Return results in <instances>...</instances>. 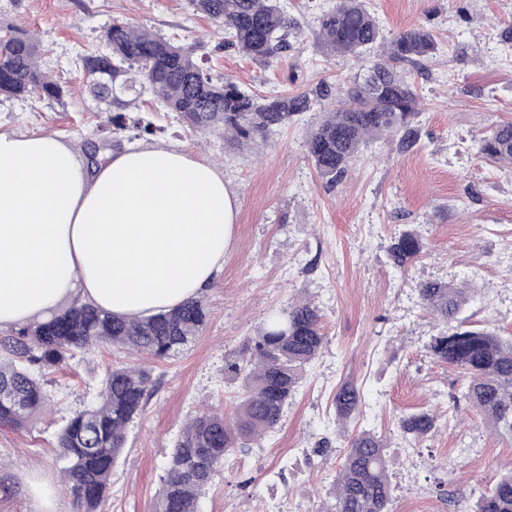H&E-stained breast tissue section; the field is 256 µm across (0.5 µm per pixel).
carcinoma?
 I'll return each instance as SVG.
<instances>
[{
    "instance_id": "cac0c4a2",
    "label": "carcinoma",
    "mask_w": 512,
    "mask_h": 512,
    "mask_svg": "<svg viewBox=\"0 0 512 512\" xmlns=\"http://www.w3.org/2000/svg\"><path fill=\"white\" fill-rule=\"evenodd\" d=\"M194 10L222 24L224 46L270 63L288 51L298 25L279 0H191ZM108 51L80 57L86 84L112 113V133L134 137L162 131L146 117L129 118L130 102L120 95L141 87L196 132L219 131L224 145L244 148L267 140L311 107L312 98L331 100L311 127L305 150L318 174L330 184L346 178L362 149L385 136L399 137L408 151L420 143L418 90L407 65L433 59L438 43L424 26L388 39L364 0H337L317 18L315 44L328 56L349 57L361 72L338 87L322 82L292 95L258 96L231 79L222 81L203 68L190 47L133 22H114L105 33ZM63 87L42 66L39 41L17 26L0 28V95L59 99ZM477 149L493 163L512 164V122L495 125ZM424 248L414 230L391 238L388 253L403 269ZM423 305L440 320L457 322L432 337L429 351L461 370L460 398L490 422L494 432L512 439V338L488 329H470L458 319L476 289L470 283L422 281ZM203 299H191L158 314L128 317L74 301L50 319L22 325L0 339V426L22 428L51 402L42 382L45 368L59 367L100 344L162 358L178 353L208 322ZM325 344L319 307L299 300L271 314L239 358L224 373L240 382L242 394L233 420L221 413H197L176 441L154 512H198L224 460L246 441L265 436L281 423L306 369ZM153 381L141 366H113L100 380L96 400L76 410L57 438L68 490L79 512H98L108 493L113 468L125 448L130 423L140 414ZM339 431L358 413L360 388L342 385L334 398ZM437 427L428 412L404 414L399 436L419 443ZM383 436L363 430L348 438L344 461L333 480L332 499L317 512H391L393 487ZM472 512H512V468Z\"/></svg>"
}]
</instances>
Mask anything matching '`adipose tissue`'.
<instances>
[{"label":"adipose tissue","instance_id":"obj_1","mask_svg":"<svg viewBox=\"0 0 512 512\" xmlns=\"http://www.w3.org/2000/svg\"><path fill=\"white\" fill-rule=\"evenodd\" d=\"M236 208L218 167L177 145L90 166L55 135L0 132V328L66 301L146 317L199 297Z\"/></svg>","mask_w":512,"mask_h":512}]
</instances>
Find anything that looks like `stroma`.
Returning <instances> with one entry per match:
<instances>
[{"instance_id":"stroma-1","label":"stroma","mask_w":512,"mask_h":512,"mask_svg":"<svg viewBox=\"0 0 512 512\" xmlns=\"http://www.w3.org/2000/svg\"><path fill=\"white\" fill-rule=\"evenodd\" d=\"M336 0H282L300 33L271 64L222 44L223 31L190 0H0V23L39 39L45 68L65 89L61 99L0 96V132H46L80 145L111 136V115L86 92L80 57L102 49L115 21L133 20L190 45L214 78L232 77L262 96L344 83L353 61L313 43L317 16ZM385 36L433 30L440 51L412 70L420 94L421 140L369 144L348 177L330 186L305 152L320 104L267 141L241 150L222 134L195 133L143 93L130 115L216 163L238 200L224 264L202 295L209 321L183 352L143 358L154 387L130 425L101 512H152L168 457L202 406L232 415L238 383L224 373L262 322L288 301L310 298L323 313L326 344L288 405L279 427L230 455L201 498L200 512H316L328 498L346 448L337 431L340 386L361 387L364 400L348 422L386 436L394 464L392 512H466L512 465V441L492 434L482 415L458 399L459 369L428 351L438 322L416 286L470 281L477 290L466 315L473 327L512 336V168L487 162L477 139L512 121V0H366ZM413 228L425 248L407 269L389 255L391 237ZM126 353L102 345L50 372L53 415L24 429L0 426V512H40L27 492L31 477L55 491L56 512H74L61 483L57 434L73 410L93 401L107 367ZM429 409L440 427L423 442L401 439L402 413Z\"/></svg>"}]
</instances>
